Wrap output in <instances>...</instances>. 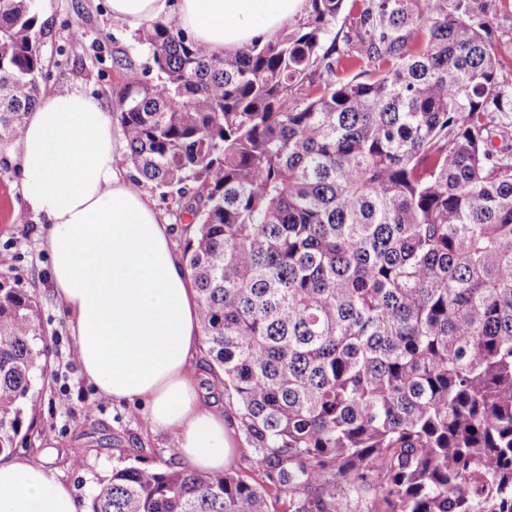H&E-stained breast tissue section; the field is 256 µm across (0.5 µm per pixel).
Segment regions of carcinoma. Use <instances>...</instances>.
<instances>
[{
  "label": "carcinoma",
  "mask_w": 512,
  "mask_h": 512,
  "mask_svg": "<svg viewBox=\"0 0 512 512\" xmlns=\"http://www.w3.org/2000/svg\"><path fill=\"white\" fill-rule=\"evenodd\" d=\"M490 0H308L216 57L174 16L122 58L137 182L191 217L210 370L285 512H512V84ZM33 0H0V142L41 98ZM376 70L340 77L346 63ZM501 141L496 145L495 141ZM36 298L0 281V454L44 372ZM172 457L90 512H268Z\"/></svg>",
  "instance_id": "cac0c4a2"
}]
</instances>
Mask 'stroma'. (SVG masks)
<instances>
[{"mask_svg": "<svg viewBox=\"0 0 512 512\" xmlns=\"http://www.w3.org/2000/svg\"><path fill=\"white\" fill-rule=\"evenodd\" d=\"M34 4L44 58L43 94L78 90L116 111L124 81L112 66L113 57L127 56L140 68L147 63L135 31L113 18L108 0ZM44 222L28 209L20 174L0 143V280L36 294L49 346L46 375L34 387L36 407L25 413L14 455L55 472L83 510L99 482L126 463L129 449H141L144 467L168 460L173 450L169 436L150 430L142 406L102 397L72 362L68 312L49 286L51 252ZM76 452L82 455L78 466L72 461Z\"/></svg>", "mask_w": 512, "mask_h": 512, "instance_id": "obj_1", "label": "stroma"}]
</instances>
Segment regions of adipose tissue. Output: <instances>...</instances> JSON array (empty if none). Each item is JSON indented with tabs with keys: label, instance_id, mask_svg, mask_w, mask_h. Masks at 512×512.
Listing matches in <instances>:
<instances>
[{
	"label": "adipose tissue",
	"instance_id": "adipose-tissue-1",
	"mask_svg": "<svg viewBox=\"0 0 512 512\" xmlns=\"http://www.w3.org/2000/svg\"><path fill=\"white\" fill-rule=\"evenodd\" d=\"M307 0H109L131 27L177 15L214 56L266 40ZM30 209L46 214L50 285L66 307L81 375L117 403L146 409L187 467L223 473L231 422L200 397L205 364L196 291L155 204L114 168L112 114L78 91L44 97L16 142ZM0 512H76L44 465L0 455Z\"/></svg>",
	"mask_w": 512,
	"mask_h": 512
}]
</instances>
